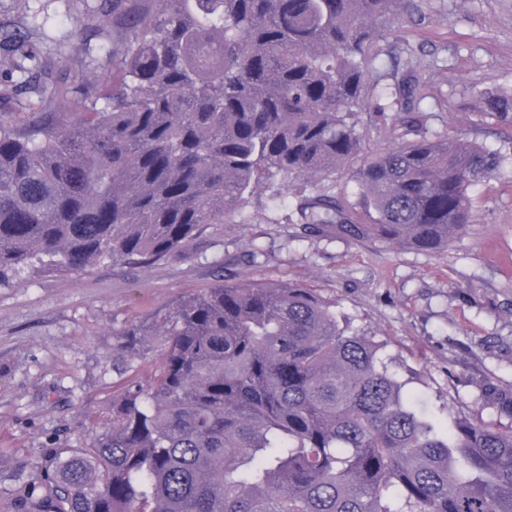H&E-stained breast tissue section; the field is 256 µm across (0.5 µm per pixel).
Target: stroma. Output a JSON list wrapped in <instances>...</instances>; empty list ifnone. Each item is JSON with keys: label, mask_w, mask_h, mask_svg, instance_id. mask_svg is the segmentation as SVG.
I'll list each match as a JSON object with an SVG mask.
<instances>
[{"label": "stroma", "mask_w": 512, "mask_h": 512, "mask_svg": "<svg viewBox=\"0 0 512 512\" xmlns=\"http://www.w3.org/2000/svg\"><path fill=\"white\" fill-rule=\"evenodd\" d=\"M418 9L381 44L372 78L413 64L430 124L505 154L473 194L471 222L448 248L422 252L375 240L323 236L303 224V195L275 180L240 216L209 224L188 247L153 265L104 260L85 273L25 272L0 286V512H17L16 474L42 452L78 445L93 416L129 383L148 386L156 351L116 361L120 334L212 284H292L335 303L339 315L384 343L409 391L438 414L455 408L507 425L485 394L512 398V123L481 112V96L512 89V0H415ZM49 19L73 31L57 75L71 98L108 90L109 0ZM365 153L397 142L400 124L375 104L361 114Z\"/></svg>", "instance_id": "35a3bbf8"}]
</instances>
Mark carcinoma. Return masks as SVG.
<instances>
[{"mask_svg": "<svg viewBox=\"0 0 512 512\" xmlns=\"http://www.w3.org/2000/svg\"><path fill=\"white\" fill-rule=\"evenodd\" d=\"M412 0H112L119 86L71 103L55 54L10 41L26 111L0 121V285L26 268L149 266L240 212L264 177L295 190L363 153L359 110L395 112L401 140L352 176L358 209L300 205L319 233L437 251L470 223L505 156L427 125L416 80L367 81ZM106 100L103 108L100 99ZM512 121V91L482 96ZM156 342L85 445L45 454L21 512H512V425L448 411L335 305L295 285L226 282L122 333Z\"/></svg>", "mask_w": 512, "mask_h": 512, "instance_id": "1", "label": "carcinoma"}]
</instances>
